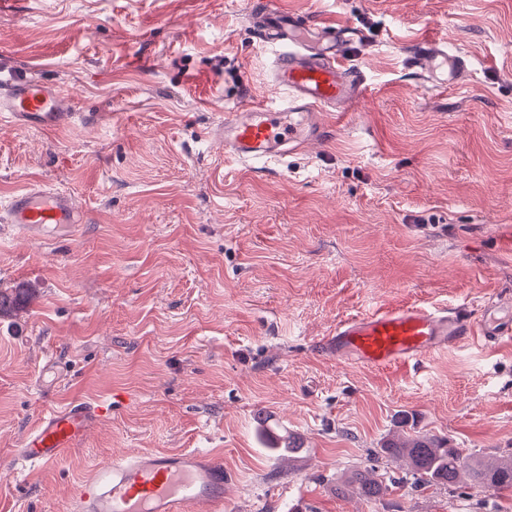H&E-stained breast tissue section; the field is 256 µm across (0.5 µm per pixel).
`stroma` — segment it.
Here are the masks:
<instances>
[{"label":"stroma","mask_w":512,"mask_h":512,"mask_svg":"<svg viewBox=\"0 0 512 512\" xmlns=\"http://www.w3.org/2000/svg\"><path fill=\"white\" fill-rule=\"evenodd\" d=\"M362 34L369 92L322 140L249 165L208 131L274 102L276 47L253 0H9L0 76L74 94L58 131L0 125V199L71 192L76 230L0 235V512H67L66 492L124 452L224 458V512H512V489L403 485L339 496L395 418L476 455L512 454V343L421 367L337 365L313 350L341 319L402 304L512 298V0H275ZM432 40L470 59L443 95L407 76ZM108 400L53 468L11 469L43 410ZM291 433V461L260 429Z\"/></svg>","instance_id":"obj_1"}]
</instances>
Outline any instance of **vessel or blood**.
<instances>
[{"label":"vessel or blood","mask_w":512,"mask_h":512,"mask_svg":"<svg viewBox=\"0 0 512 512\" xmlns=\"http://www.w3.org/2000/svg\"><path fill=\"white\" fill-rule=\"evenodd\" d=\"M251 16L262 44L277 46L273 84L276 105L263 102L225 111L212 138L240 161L271 162L288 151L321 139L326 113L345 114L366 92L362 72L347 63L342 48L347 31H326L310 42L308 20L256 0ZM405 67L430 91L443 93L466 72L464 55L436 43H417ZM78 117L72 95L41 77L0 79V122L54 131ZM67 191L41 182L0 201V225L19 235L37 236L49 227L81 223ZM479 339L487 344L512 341V305L485 303L477 315L461 307L418 304L381 307L337 323L318 339L317 352L358 366L386 369L418 365L431 352ZM111 409L110 402L75 403L43 413L16 449L12 463L21 473L53 466L90 425ZM224 505V462L197 452H139L102 462L69 491V512H196L198 505Z\"/></svg>","instance_id":"1"}]
</instances>
